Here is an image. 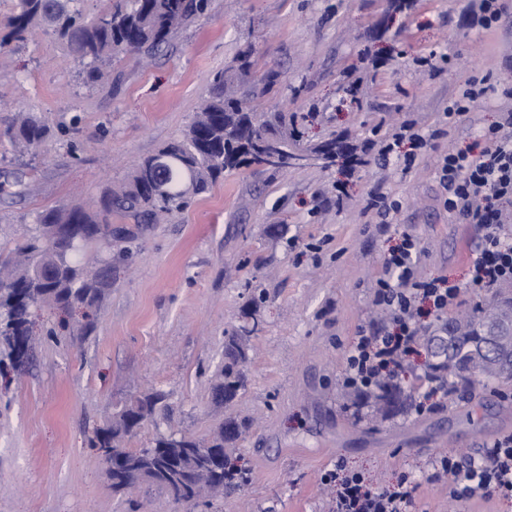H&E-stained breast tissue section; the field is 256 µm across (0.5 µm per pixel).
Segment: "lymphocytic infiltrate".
Here are the masks:
<instances>
[{"mask_svg": "<svg viewBox=\"0 0 512 512\" xmlns=\"http://www.w3.org/2000/svg\"><path fill=\"white\" fill-rule=\"evenodd\" d=\"M499 91L512 98V87L497 89L490 74L468 76L444 109L447 125L458 123L475 104ZM506 127L512 128L511 112L484 129L486 146L480 153L452 148L439 160L445 208L480 229L468 269L472 288L488 290L512 283V228L502 220L504 210L512 207V135H503ZM431 141L415 124H401L384 140L379 160L387 162L402 146L406 163H413L419 152L430 148ZM421 253L419 238L406 233L384 259L375 300L387 311L389 324L372 331L358 329L345 359L342 385L357 396L369 394L418 349L424 312L443 317L461 294L460 287L446 280L417 277ZM431 466L437 478L447 483L452 501L512 499L511 434L491 441L474 455L452 451L437 455ZM322 481L333 490L331 512H412L418 489L404 473L392 488L377 490L363 475L340 467L327 471Z\"/></svg>", "mask_w": 512, "mask_h": 512, "instance_id": "1", "label": "lymphocytic infiltrate"}]
</instances>
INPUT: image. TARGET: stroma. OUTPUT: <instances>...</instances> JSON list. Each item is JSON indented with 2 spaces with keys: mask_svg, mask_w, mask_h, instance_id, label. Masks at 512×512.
Instances as JSON below:
<instances>
[{
  "mask_svg": "<svg viewBox=\"0 0 512 512\" xmlns=\"http://www.w3.org/2000/svg\"><path fill=\"white\" fill-rule=\"evenodd\" d=\"M467 0H209L205 12L148 59L120 54L110 84L88 89L54 34L0 52V99L37 113L55 133L38 156L0 145V246L44 209L98 198L139 159L157 154L191 122L213 72L252 52L260 112H293L302 141L331 135L358 147L352 167L225 172L168 223L112 218V290L86 336L57 333L59 312L32 316L29 356L13 367L0 344V512H328L322 476L336 464L388 487L401 473L419 485L421 512H512V501L466 509L431 481L438 453L474 454L512 430V380L434 396L424 413L376 423L354 416L340 381L361 325H383L373 303L383 261L403 233L419 237L417 270L464 288L453 316L490 292L468 287L466 247L479 228L441 203L437 164L475 146L512 100L494 94L434 142L412 167L376 163L363 143L406 121L438 128L449 96L473 72L512 83V0L498 26L469 28ZM447 54L431 70L413 63ZM277 71L272 92L265 77ZM399 200L387 223L366 212L370 193ZM248 357L232 401L215 405L209 381L227 336ZM166 393L164 416L199 440L228 418L256 419L229 455L248 480L194 508L140 483L114 493L89 445L130 396Z\"/></svg>",
  "mask_w": 512,
  "mask_h": 512,
  "instance_id": "obj_1",
  "label": "stroma"
}]
</instances>
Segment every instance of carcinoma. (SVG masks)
<instances>
[{
  "label": "carcinoma",
  "mask_w": 512,
  "mask_h": 512,
  "mask_svg": "<svg viewBox=\"0 0 512 512\" xmlns=\"http://www.w3.org/2000/svg\"><path fill=\"white\" fill-rule=\"evenodd\" d=\"M83 0H11V10L0 19V50L24 42L41 32H53L66 44L73 62L80 66L78 77L91 88L107 80L112 60L120 53L143 47L157 48L182 30L202 6V0H106L93 16L81 9ZM252 66L250 52L243 51L237 65L212 74L207 96L200 103L182 136L166 144L161 155L167 165L141 159L125 181L109 186L90 206H56L38 214L37 224L0 254V338L9 344L17 359L23 358L16 337L30 335L35 308L53 306L62 310L79 308L81 330L95 327L97 312L112 288V214L130 213L150 224L166 214L185 208L195 196L209 192L224 171L244 163L263 165L259 152L246 147L275 143L285 156H293L298 133L288 125L286 112H254L252 93L242 90ZM52 138V132L35 112L18 111L0 130L19 156L37 151ZM345 146L332 138L307 147L302 153L323 165L335 162ZM512 319V292L496 294L478 304L472 315L448 325L451 345L438 359L448 371V399L453 401L471 385L476 373L487 385L512 379L498 360L473 349L490 322ZM246 349L231 336L224 349V368L211 386L217 405L231 401L241 387L239 366ZM163 396L159 393L134 397L112 422L96 431L91 441L107 466L112 489L123 492L136 473L147 470L150 483L164 488L175 502L195 505L201 490L189 481L190 462L167 456L172 448H227L241 438L247 424L234 419L221 422L203 441L174 431L158 432L140 448L126 446L134 435L130 426L154 421L160 415ZM371 418L385 411L405 408L400 389L384 383L368 395ZM206 482L224 488L247 481L246 472L232 465L224 470H204Z\"/></svg>",
  "instance_id": "1"
}]
</instances>
